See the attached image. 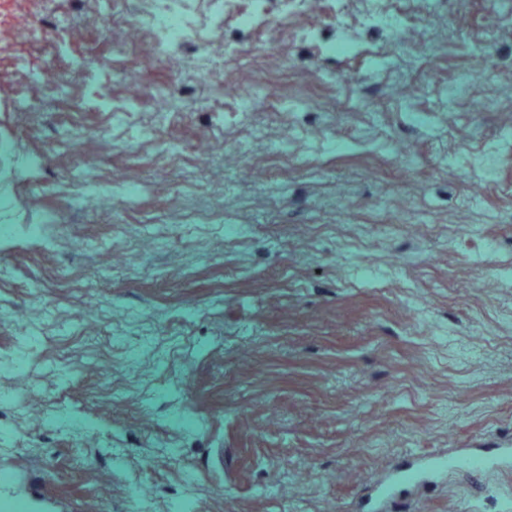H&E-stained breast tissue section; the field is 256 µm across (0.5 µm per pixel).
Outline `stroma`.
<instances>
[{"label": "stroma", "instance_id": "obj_1", "mask_svg": "<svg viewBox=\"0 0 512 512\" xmlns=\"http://www.w3.org/2000/svg\"><path fill=\"white\" fill-rule=\"evenodd\" d=\"M159 10L0 0V512H512V15ZM179 4V0H168L166 2V7L163 9L162 15H158V18L152 23L153 33H156L159 45L165 46V48L162 49V59L167 63H172L174 61V52L170 49L172 37L166 18L178 14Z\"/></svg>", "mask_w": 512, "mask_h": 512}]
</instances>
